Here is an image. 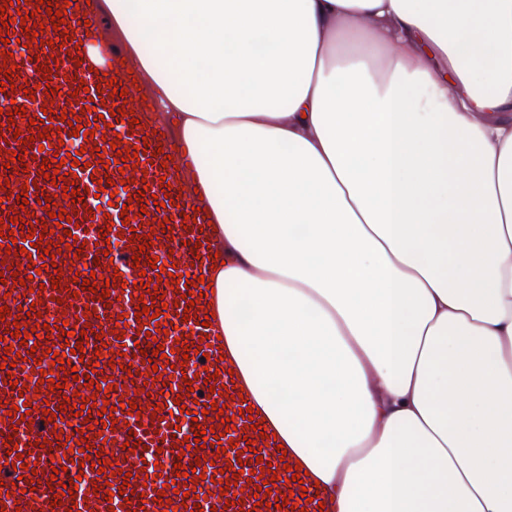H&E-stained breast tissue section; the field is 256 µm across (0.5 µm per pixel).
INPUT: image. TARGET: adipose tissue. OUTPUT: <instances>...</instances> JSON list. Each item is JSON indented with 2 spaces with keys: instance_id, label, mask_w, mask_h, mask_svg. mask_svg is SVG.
I'll use <instances>...</instances> for the list:
<instances>
[{
  "instance_id": "obj_1",
  "label": "adipose tissue",
  "mask_w": 512,
  "mask_h": 512,
  "mask_svg": "<svg viewBox=\"0 0 512 512\" xmlns=\"http://www.w3.org/2000/svg\"><path fill=\"white\" fill-rule=\"evenodd\" d=\"M333 512H512V0H90Z\"/></svg>"
}]
</instances>
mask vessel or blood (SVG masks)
<instances>
[{"instance_id":"vessel-or-blood-1","label":"vessel or blood","mask_w":512,"mask_h":512,"mask_svg":"<svg viewBox=\"0 0 512 512\" xmlns=\"http://www.w3.org/2000/svg\"><path fill=\"white\" fill-rule=\"evenodd\" d=\"M78 0H52L60 10L69 29L57 32L51 17L40 10L39 0H24L20 6L6 7L4 14L9 24L0 31V53L5 52V40L25 38L21 18L37 13L43 27L38 32L39 43L33 44L29 55L11 57L10 73L14 88L4 98L23 108V115H0V122H11V129L0 131V169L9 168V185L0 186V218L23 217V228L14 229L12 236L0 238V262L36 268L27 294V302L40 312L39 320L29 319L26 311H13L0 321V360L13 365L12 370L0 369V400L8 401L14 412L0 425V512H269L256 499L224 498L223 492L233 474L239 473L242 461H250L252 471H259L261 463H270L273 470H282L283 464L274 459L259 431L244 410L247 399L236 397L235 375L218 372V352L210 330L204 327L206 287L198 278L207 274L208 248L212 243L208 231L195 220L192 202L179 186H167L163 177L167 170L165 141L151 127L132 123L127 110L131 96H120L126 86V74L113 69L110 74L95 73L90 61L80 60L79 41L83 27L76 8ZM33 85V94H25L24 85ZM118 114H111V107ZM80 118L82 135H74L68 121ZM43 134L44 150L34 157L23 139L14 137V129ZM123 137L110 143L112 130ZM83 147L81 164H73L68 153L71 146ZM144 146L145 152L131 163H117L115 152L133 146ZM18 153L19 158L8 161L7 152ZM62 159L63 171L74 176L77 188L90 185L92 180H111L123 185L122 198H142L144 210L108 211L96 217L88 213V204L72 200L61 185L44 177L42 161ZM26 194L25 208H17L15 197ZM163 197V207H156V197ZM55 200L57 208L71 217L67 229L74 239L73 247L82 248L77 272H65L55 278L52 258L31 248L29 233H43L49 246L60 244L63 232L56 230L41 205L42 198ZM169 222V230H162V222ZM66 229V230H67ZM152 235L151 244H144L145 235ZM123 240L122 251L110 253L109 240ZM30 248V255L13 256L6 245ZM141 248V262L132 259L134 248ZM117 267L115 282H107L109 267ZM159 278L158 287L138 284L139 273ZM97 274L94 290L82 289L81 279ZM109 291L111 305L99 298ZM156 310L157 318H136L139 303ZM67 321L71 331L82 333V341L60 342L58 322ZM50 324V336L42 340L43 358L28 353L25 345L17 343L15 330L29 331L36 322ZM173 323L170 333H163L165 323ZM156 333L159 344L165 346L166 357H153L151 362L134 366L132 375H124L117 361H130L133 353L147 346L149 333ZM110 337V353H102V337ZM83 344L82 355H73L76 344ZM65 351L68 369L54 374L58 388L45 391L43 400L25 402L24 396L37 387L42 362L51 361L57 351ZM107 383L111 393L96 392V399L112 397L118 404L113 414L94 417V430L82 434L81 424L65 418L57 427L37 429L36 421L45 413H58L66 397L82 391L87 380ZM182 397L184 405L196 417L202 430H214V437L205 444H186L183 435L175 431V397ZM223 405L222 416L210 411L212 404ZM30 406V420H23L19 409ZM27 432V455L16 458L9 454L6 442L13 430ZM227 433L237 444L235 456L222 451L217 436ZM64 436L60 449L43 448V441H55ZM108 437L113 447L129 445L135 451L143 448L161 449L166 469L160 477L149 481L139 475L128 479L131 496L120 495L119 484H106L104 479L85 483L76 492L63 486H51L53 468L67 467L75 472L85 461V453L76 449L79 440L96 446L99 437ZM183 467L202 465L204 477L196 482L195 497L177 493L163 497L165 484L176 478L175 464ZM272 497H287L283 512H323L314 500L315 488H302L293 481L271 484Z\"/></svg>"}]
</instances>
